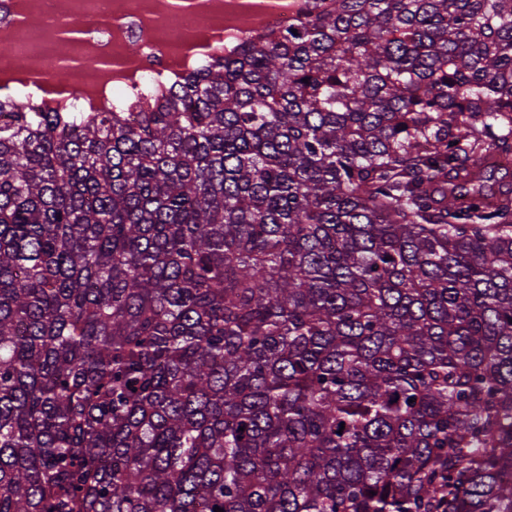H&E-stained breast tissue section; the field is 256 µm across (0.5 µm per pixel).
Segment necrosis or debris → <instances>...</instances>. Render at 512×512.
<instances>
[{
    "instance_id": "4bbe7bcc",
    "label": "necrosis or debris",
    "mask_w": 512,
    "mask_h": 512,
    "mask_svg": "<svg viewBox=\"0 0 512 512\" xmlns=\"http://www.w3.org/2000/svg\"><path fill=\"white\" fill-rule=\"evenodd\" d=\"M303 5L304 0H277L276 7L245 18L237 13L234 0H201L199 16L184 18L182 26L193 31L207 27V36L189 47L175 33L171 0H94L90 5L84 0H0V123L10 120L8 104L19 98L42 109L86 112L103 105L135 114L155 98L182 62L205 68L223 57L231 42L250 39L261 31L287 29ZM92 10L112 15L113 20L88 25L82 44L88 66L82 74L69 76L68 91L52 94L56 72L47 52H32L24 59V72L15 71L22 21H30L46 43L53 38L59 19H83ZM132 41L139 52L124 66L123 92L106 95L94 63Z\"/></svg>"
}]
</instances>
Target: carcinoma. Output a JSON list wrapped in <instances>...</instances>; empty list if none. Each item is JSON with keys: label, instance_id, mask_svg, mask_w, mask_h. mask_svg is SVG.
Listing matches in <instances>:
<instances>
[{"label": "carcinoma", "instance_id": "carcinoma-1", "mask_svg": "<svg viewBox=\"0 0 512 512\" xmlns=\"http://www.w3.org/2000/svg\"><path fill=\"white\" fill-rule=\"evenodd\" d=\"M306 2L10 103L0 512H512V0Z\"/></svg>", "mask_w": 512, "mask_h": 512}]
</instances>
